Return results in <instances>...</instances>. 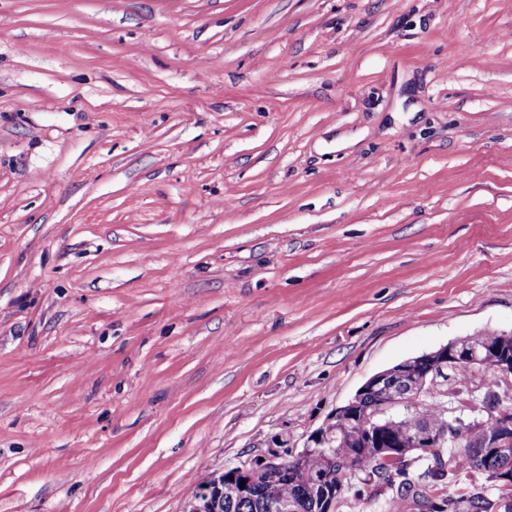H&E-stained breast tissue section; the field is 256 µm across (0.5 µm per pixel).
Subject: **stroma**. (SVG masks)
Instances as JSON below:
<instances>
[{"label": "stroma", "mask_w": 512, "mask_h": 512, "mask_svg": "<svg viewBox=\"0 0 512 512\" xmlns=\"http://www.w3.org/2000/svg\"><path fill=\"white\" fill-rule=\"evenodd\" d=\"M492 331L512 0H0V512H182Z\"/></svg>", "instance_id": "1"}]
</instances>
